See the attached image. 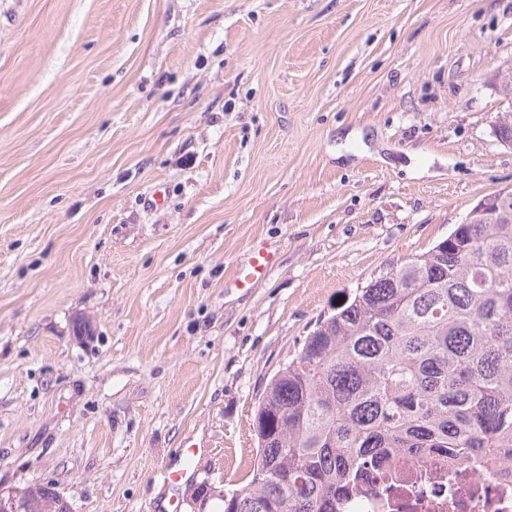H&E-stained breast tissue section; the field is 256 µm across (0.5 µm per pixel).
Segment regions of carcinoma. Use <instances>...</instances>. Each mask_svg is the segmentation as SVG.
I'll return each mask as SVG.
<instances>
[{
	"mask_svg": "<svg viewBox=\"0 0 512 512\" xmlns=\"http://www.w3.org/2000/svg\"><path fill=\"white\" fill-rule=\"evenodd\" d=\"M319 321L254 411L256 463L220 512H336L371 455L512 463V198Z\"/></svg>",
	"mask_w": 512,
	"mask_h": 512,
	"instance_id": "carcinoma-1",
	"label": "carcinoma"
}]
</instances>
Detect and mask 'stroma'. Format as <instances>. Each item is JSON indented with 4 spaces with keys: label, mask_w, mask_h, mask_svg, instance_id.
<instances>
[{
    "label": "stroma",
    "mask_w": 512,
    "mask_h": 512,
    "mask_svg": "<svg viewBox=\"0 0 512 512\" xmlns=\"http://www.w3.org/2000/svg\"><path fill=\"white\" fill-rule=\"evenodd\" d=\"M511 62L512 0H0V486L236 488L317 322L512 187ZM274 264V255L265 248L253 249L248 257L237 265L234 283L238 288H244L252 280L265 277Z\"/></svg>",
    "instance_id": "stroma-1"
}]
</instances>
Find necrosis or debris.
<instances>
[{
	"mask_svg": "<svg viewBox=\"0 0 512 512\" xmlns=\"http://www.w3.org/2000/svg\"><path fill=\"white\" fill-rule=\"evenodd\" d=\"M340 512H512V467L433 454L366 463Z\"/></svg>",
	"mask_w": 512,
	"mask_h": 512,
	"instance_id": "necrosis-or-debris-1",
	"label": "necrosis or debris"
}]
</instances>
